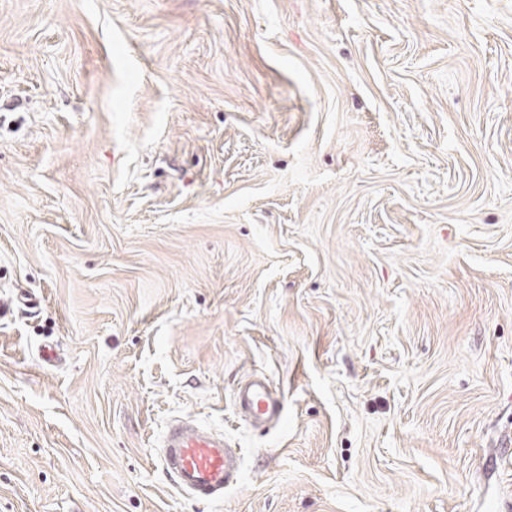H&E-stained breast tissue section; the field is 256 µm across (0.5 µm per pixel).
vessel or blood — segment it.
<instances>
[{
  "instance_id": "vessel-or-blood-1",
  "label": "vessel or blood",
  "mask_w": 512,
  "mask_h": 512,
  "mask_svg": "<svg viewBox=\"0 0 512 512\" xmlns=\"http://www.w3.org/2000/svg\"><path fill=\"white\" fill-rule=\"evenodd\" d=\"M234 407L256 427L280 423L285 415L283 395L262 375L252 376L237 388ZM157 456L178 491L195 500L223 499L225 489L239 479L240 449L231 447L222 434L189 419L169 423Z\"/></svg>"
}]
</instances>
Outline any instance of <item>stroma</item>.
I'll return each instance as SVG.
<instances>
[{"instance_id":"35a3bbf8","label":"stroma","mask_w":512,"mask_h":512,"mask_svg":"<svg viewBox=\"0 0 512 512\" xmlns=\"http://www.w3.org/2000/svg\"><path fill=\"white\" fill-rule=\"evenodd\" d=\"M22 296L0 512H505L512 0H0ZM180 416L241 449L223 499L164 474ZM234 407L239 416L255 427L278 424L285 415L284 396L263 375L254 374L237 388Z\"/></svg>"}]
</instances>
